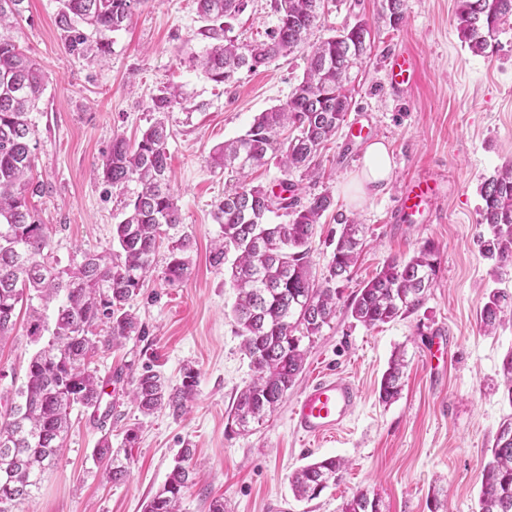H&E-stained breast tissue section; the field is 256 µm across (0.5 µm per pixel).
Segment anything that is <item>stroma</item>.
I'll use <instances>...</instances> for the list:
<instances>
[{"label":"stroma","mask_w":512,"mask_h":512,"mask_svg":"<svg viewBox=\"0 0 512 512\" xmlns=\"http://www.w3.org/2000/svg\"><path fill=\"white\" fill-rule=\"evenodd\" d=\"M13 35L21 50L45 73V89L32 118L37 129L36 180L43 195L33 203L51 232L50 249L61 264L77 251L100 252L112 244L122 203L136 184L114 188L93 172L116 134L139 136L154 120L152 99L167 88L181 92L169 114L168 149L179 196L180 233L193 240L192 274L170 285L154 277L130 302L146 333L93 361L102 382V406L112 409L106 425L90 410L74 408L67 446L23 512H144L164 484L174 457L191 445L199 478L180 503V512H208L223 497L229 512H341L357 491L375 493L381 512H430L439 491L448 512H477L481 471L498 429L512 416L503 395L502 361L512 352V320L483 331L480 311L495 288L512 292V266L496 273L483 256L479 184L512 161V25L498 36L493 56L472 53L455 21V0H405V19L391 27L379 16L381 0L328 4L309 36L318 43L335 35L345 20L362 15L372 23L370 54L362 64L346 119L360 122L366 138L341 127L321 157L316 176L293 173L301 198L330 192L333 206L311 242L316 280L328 274L339 235L337 216L365 225L366 242L344 296H351L384 262L406 257L425 241L440 248L432 288L417 310L375 329L354 321L346 308L305 341L304 368L278 409L243 432L229 419L237 394L250 381L249 361L231 316L236 292L229 276L210 266L208 256L220 228L212 205L224 195L225 179L208 157L224 141L243 135L254 116L286 102L307 66V50L273 60L258 71H239L233 81H210L190 62L205 46L194 0H144L130 27L108 36V54L74 55L56 24L58 0H24ZM275 0H248L231 19L232 34L249 42L266 39L278 24ZM406 48L419 59L416 83L402 95L386 86L385 60ZM384 141L394 163L390 183L362 204L351 200L352 183L364 162L367 141ZM432 176L438 191L430 217L414 223L396 218L395 205L411 180ZM25 318L0 347V399L15 400L35 350ZM450 345L443 378H436L424 345L435 331ZM407 366L397 399L378 398L380 379L394 351ZM193 364L199 384L191 409L181 418L168 411L142 415L131 403L129 380H115L121 365L160 371L170 384ZM347 377L361 401L340 437L315 441L293 429L291 407L318 371ZM139 426L130 460L131 475L107 482L93 459L103 433L113 447ZM340 457L348 467L336 486L318 499L297 500L289 483L298 468L320 458Z\"/></svg>","instance_id":"1"}]
</instances>
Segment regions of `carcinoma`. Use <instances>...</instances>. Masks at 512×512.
Listing matches in <instances>:
<instances>
[{
	"label": "carcinoma",
	"instance_id": "cac0c4a2",
	"mask_svg": "<svg viewBox=\"0 0 512 512\" xmlns=\"http://www.w3.org/2000/svg\"><path fill=\"white\" fill-rule=\"evenodd\" d=\"M143 2L60 0L57 23L69 33L68 51L106 52L103 41L87 45L77 26L102 36L122 30ZM196 2L207 22L199 34L208 44L191 61L209 80L225 83L243 68L256 71L305 44L324 15L326 0H276L279 23L269 40L246 44L228 35L226 19L242 12L247 0ZM23 3L0 0V343L11 336L16 311L23 308L27 336L37 349L18 391L21 402L0 412V512H13L39 489L44 472L66 447L73 407L99 410L102 387L91 359L132 336L146 335L129 302L151 278L162 236L181 224L168 163V114L180 97L174 89L153 98L157 117L140 138L131 142L114 136L100 164L105 183L137 185L113 228L112 248L85 252L81 261L65 267L50 259L49 228L31 203L43 194V184L32 177L37 139L30 114L44 91L45 75L12 35L11 18L21 13ZM381 10L393 26L404 20V0H382ZM455 19L471 51L485 55L498 48L495 37L512 20V0H456ZM371 30L362 16L344 22L336 35L313 48L302 80L284 104L260 113L243 135L210 155V165L232 181L213 203L221 234L209 262L218 270L230 266L237 290L233 316L253 371L230 412L243 431L271 415L295 384L306 356L303 339L336 317L343 298L339 283L349 279L362 252L364 225L341 221L329 277L315 281L309 244L333 198L326 192L301 200L288 175L295 169L313 172L321 148L345 122L352 105L351 71L371 50ZM274 158L283 172L278 189L247 182L250 170ZM479 195L480 223L490 230L481 240L482 250L498 267L512 265V161L480 184ZM279 210L288 221L269 222V214ZM191 249L189 236L170 238L166 282L188 280ZM439 255V246L428 240L410 257L387 260L347 303L350 316L373 328L417 310L433 286ZM60 297L50 323L43 310ZM509 309L512 293L491 291L480 311L481 326L494 328ZM404 367L403 354L394 352L379 383V400L387 403L399 394ZM198 383L199 371L189 364L175 389L148 368L131 378L130 397L145 415L167 409L177 418L188 409ZM93 457L110 481L129 478V452L113 449L108 435L98 440ZM195 467L194 450L180 449L144 512H178L182 496L194 485ZM346 468L347 462L336 457L301 467L291 476L295 498H319ZM378 504L377 496L360 490L341 512H378ZM478 512H512V417L501 423L483 464Z\"/></svg>",
	"mask_w": 512,
	"mask_h": 512
}]
</instances>
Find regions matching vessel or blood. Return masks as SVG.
<instances>
[{
	"instance_id": "b4317fda",
	"label": "vessel or blood",
	"mask_w": 512,
	"mask_h": 512,
	"mask_svg": "<svg viewBox=\"0 0 512 512\" xmlns=\"http://www.w3.org/2000/svg\"><path fill=\"white\" fill-rule=\"evenodd\" d=\"M418 73L419 65L414 54L405 50L393 52L386 65L389 91L403 93L415 83ZM435 186V180L426 178L408 185L398 201L400 213L421 212L423 202L431 199ZM359 404L360 393L350 380L325 373L304 390L293 408L291 420L295 430L305 436L332 438L345 428Z\"/></svg>"
}]
</instances>
